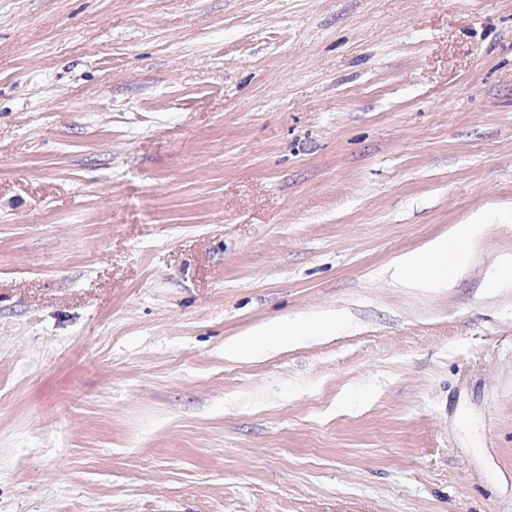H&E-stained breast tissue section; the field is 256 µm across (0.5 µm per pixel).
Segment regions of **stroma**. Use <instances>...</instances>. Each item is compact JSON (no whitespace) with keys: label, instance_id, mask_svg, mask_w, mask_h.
I'll return each mask as SVG.
<instances>
[{"label":"stroma","instance_id":"stroma-1","mask_svg":"<svg viewBox=\"0 0 512 512\" xmlns=\"http://www.w3.org/2000/svg\"><path fill=\"white\" fill-rule=\"evenodd\" d=\"M498 204L512 0H0V512H512ZM495 216L484 212L474 215L466 224H457L445 236L427 242L417 251L402 255L394 266L392 278L410 288H449L468 267L471 245L484 224H492ZM457 248L453 251V248ZM346 327L344 319L333 315L318 314L304 320H271L225 340L224 357L242 360L261 356L312 337L335 336Z\"/></svg>","mask_w":512,"mask_h":512}]
</instances>
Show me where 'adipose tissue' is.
<instances>
[{
	"label": "adipose tissue",
	"mask_w": 512,
	"mask_h": 512,
	"mask_svg": "<svg viewBox=\"0 0 512 512\" xmlns=\"http://www.w3.org/2000/svg\"><path fill=\"white\" fill-rule=\"evenodd\" d=\"M493 221V214L488 212L474 215L448 234L402 255L394 266L393 279L410 288L453 286L468 267L469 250L474 240L484 225ZM346 327L344 319L333 315L318 314L304 320H271L225 340L224 356L232 360L261 356L312 337L336 335Z\"/></svg>",
	"instance_id": "obj_1"
}]
</instances>
